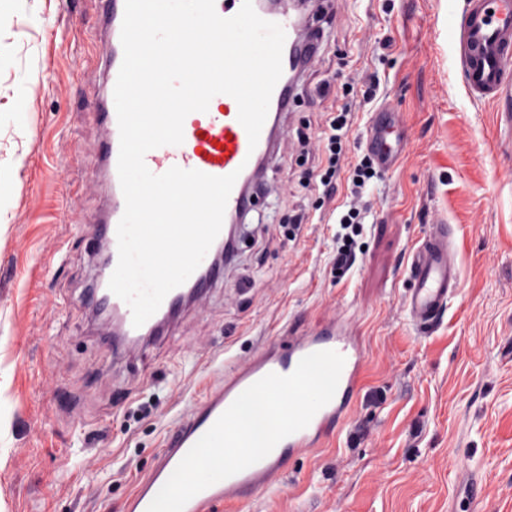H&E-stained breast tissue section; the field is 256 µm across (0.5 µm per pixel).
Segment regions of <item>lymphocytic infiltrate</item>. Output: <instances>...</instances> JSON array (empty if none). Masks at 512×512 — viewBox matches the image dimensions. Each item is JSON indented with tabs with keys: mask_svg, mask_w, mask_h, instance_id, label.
<instances>
[{
	"mask_svg": "<svg viewBox=\"0 0 512 512\" xmlns=\"http://www.w3.org/2000/svg\"><path fill=\"white\" fill-rule=\"evenodd\" d=\"M341 92L342 103L329 113L326 131L322 137L323 153L318 161L315 181L321 191L320 203L332 204L336 224V255L332 271L342 278L358 260V237L363 236L369 209L362 198L382 172L370 155H363L356 162L346 159L345 145L357 112L371 110L380 89L376 74L351 70ZM350 184L349 201L336 200L337 184L341 180Z\"/></svg>",
	"mask_w": 512,
	"mask_h": 512,
	"instance_id": "lymphocytic-infiltrate-1",
	"label": "lymphocytic infiltrate"
}]
</instances>
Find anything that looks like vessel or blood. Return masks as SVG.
<instances>
[{"label":"vessel or blood","instance_id":"obj_1","mask_svg":"<svg viewBox=\"0 0 512 512\" xmlns=\"http://www.w3.org/2000/svg\"><path fill=\"white\" fill-rule=\"evenodd\" d=\"M104 3L101 29L108 37L109 50L101 59L104 80L94 102L103 141L90 170L92 178L103 181L108 188V208L95 236L97 249L104 253L106 260L97 271L93 299L112 315V357L117 360L125 350L143 347L146 341L157 339L185 307L199 302L203 291L221 278L215 256L224 248L227 238L218 235L186 282L169 292L157 312L141 327H133L129 306L108 287L118 263L117 226L125 209L117 169L120 134L113 97L123 60L120 33L125 0H104ZM253 6L260 17L282 26L286 35L282 68L286 72L295 69L301 44L298 21L291 14L266 7L264 0H253ZM457 36L461 75L471 97L496 104L512 102V0H467ZM292 100L287 78H280L258 143L253 146L238 120L236 101L225 94L216 95L207 111L193 112L185 118L181 145L149 151L145 164L156 175L174 166L213 176L237 173L223 219L224 224H232L242 218L254 199L249 187L263 174L281 130V119ZM406 137V129L396 122L394 112L385 107L373 112L366 127L365 147L382 171L391 172L401 162L399 143ZM451 250L449 226L432 224L410 255L404 306L421 334L434 330L458 290L460 272L451 258ZM322 350L336 351L345 358L333 399L314 415L307 427L281 440L261 461L192 497L184 512H213L220 502L241 500L255 491L274 487L291 457L317 448L349 417L366 365V349L359 329L349 319L337 317L294 331L286 344L269 345L245 363L225 367L220 383L190 412L178 417L148 476L126 500L125 512H147L186 453L245 389L270 373L291 374L301 358Z\"/></svg>","mask_w":512,"mask_h":512}]
</instances>
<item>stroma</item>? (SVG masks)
Wrapping results in <instances>:
<instances>
[{
	"label": "stroma",
	"instance_id": "stroma-1",
	"mask_svg": "<svg viewBox=\"0 0 512 512\" xmlns=\"http://www.w3.org/2000/svg\"><path fill=\"white\" fill-rule=\"evenodd\" d=\"M465 2L334 0L324 12L310 0L323 38L237 258L203 304L118 367L88 297L106 208L86 169L102 137L100 0H29L0 15V112L21 95L32 114L22 131L0 124V162L26 159L0 228V512H124L225 365L338 315L367 352L347 424L289 461L276 489L217 512H450L473 476L489 512H512V129L463 85L453 25ZM352 67L378 73L411 137L368 194L375 224L338 280L336 229L299 180ZM301 208L313 221L287 240ZM439 221L453 228L460 291L422 335L403 307L405 265Z\"/></svg>",
	"mask_w": 512,
	"mask_h": 512
}]
</instances>
